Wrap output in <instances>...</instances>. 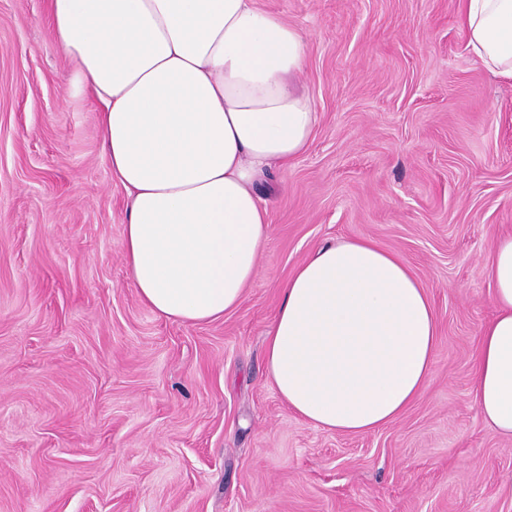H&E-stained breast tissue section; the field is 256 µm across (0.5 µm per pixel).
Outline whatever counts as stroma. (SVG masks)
I'll return each mask as SVG.
<instances>
[{"label": "stroma", "instance_id": "obj_1", "mask_svg": "<svg viewBox=\"0 0 512 512\" xmlns=\"http://www.w3.org/2000/svg\"><path fill=\"white\" fill-rule=\"evenodd\" d=\"M257 4L302 30L318 125L267 176L243 303L192 324L128 280L127 193L45 0H0V512H512V439L472 397L512 80L469 52L457 0ZM363 237L426 285L440 336L408 410L344 435L288 408L264 346L296 267Z\"/></svg>", "mask_w": 512, "mask_h": 512}]
</instances>
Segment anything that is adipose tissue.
<instances>
[{
    "label": "adipose tissue",
    "mask_w": 512,
    "mask_h": 512,
    "mask_svg": "<svg viewBox=\"0 0 512 512\" xmlns=\"http://www.w3.org/2000/svg\"><path fill=\"white\" fill-rule=\"evenodd\" d=\"M55 43L99 112L128 192L129 281L159 317L211 322L245 299L270 222L257 188L318 123L296 85L306 41L256 0H47ZM467 46L512 80V0H459ZM496 312L474 358L473 399L512 437V230L490 257ZM438 346L428 289L370 239L318 249L288 277L265 358L289 408L325 430L375 431L426 387Z\"/></svg>",
    "instance_id": "ef3b65f1"
}]
</instances>
